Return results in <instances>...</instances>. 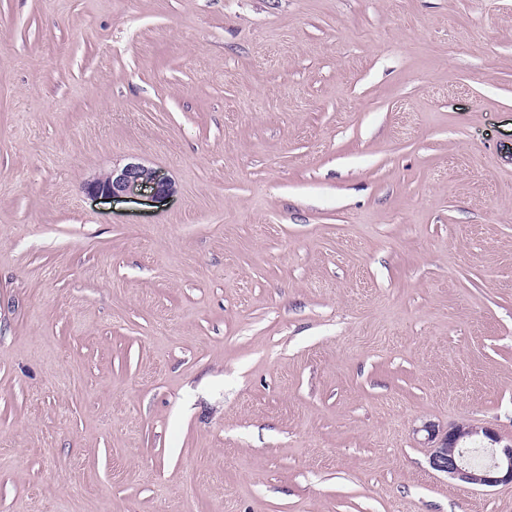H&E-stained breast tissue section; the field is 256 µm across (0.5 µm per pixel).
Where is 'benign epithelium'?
<instances>
[{
	"mask_svg": "<svg viewBox=\"0 0 512 512\" xmlns=\"http://www.w3.org/2000/svg\"><path fill=\"white\" fill-rule=\"evenodd\" d=\"M85 190L94 198L113 199L147 191L151 197L163 199L171 193L172 185L155 169L131 162L91 180ZM420 430L427 433L424 444L433 470L470 485H512V438L505 443L497 431L468 423L455 424L442 433L426 422Z\"/></svg>",
	"mask_w": 512,
	"mask_h": 512,
	"instance_id": "1",
	"label": "benign epithelium"
}]
</instances>
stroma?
I'll return each mask as SVG.
<instances>
[{
  "instance_id": "35a3bbf8",
  "label": "stroma",
  "mask_w": 512,
  "mask_h": 512,
  "mask_svg": "<svg viewBox=\"0 0 512 512\" xmlns=\"http://www.w3.org/2000/svg\"><path fill=\"white\" fill-rule=\"evenodd\" d=\"M426 422L512 437V0H0V512H512ZM85 190L94 198L113 199L149 191L152 198L163 199L172 191L171 183L153 168L131 162L121 170H112L86 184Z\"/></svg>"
}]
</instances>
